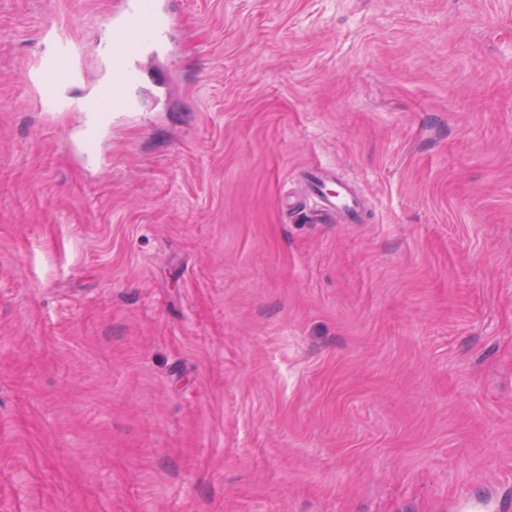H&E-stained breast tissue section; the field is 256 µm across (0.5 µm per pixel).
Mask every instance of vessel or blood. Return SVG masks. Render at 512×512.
<instances>
[{
  "mask_svg": "<svg viewBox=\"0 0 512 512\" xmlns=\"http://www.w3.org/2000/svg\"><path fill=\"white\" fill-rule=\"evenodd\" d=\"M178 16L172 0L158 5L157 0H122L119 10L105 22L97 40L98 51L111 74L110 81L87 92L83 99L71 97V86L84 79L80 54L74 43L55 25H45L41 38L48 48L46 59L35 60L29 70L28 84L35 102L43 112H81L86 122L80 136L99 128L102 117L111 116L126 102L125 76L139 75L138 57L145 50L166 44L172 37ZM327 172L311 171L309 181L318 206L311 214L317 222L334 218L355 221L363 201L349 186L336 193L326 190Z\"/></svg>",
  "mask_w": 512,
  "mask_h": 512,
  "instance_id": "1",
  "label": "vessel or blood"
}]
</instances>
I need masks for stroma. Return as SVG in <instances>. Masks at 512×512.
I'll return each instance as SVG.
<instances>
[{
    "label": "stroma",
    "mask_w": 512,
    "mask_h": 512,
    "mask_svg": "<svg viewBox=\"0 0 512 512\" xmlns=\"http://www.w3.org/2000/svg\"><path fill=\"white\" fill-rule=\"evenodd\" d=\"M115 7L0 0V512H498L512 0H182L100 162L24 75ZM327 171L323 168H315L310 172V185L313 193L318 198V206L311 214H305L307 219L315 222H328L333 217L344 218L346 221H355L362 209L363 201L347 185H343L336 194L326 191Z\"/></svg>",
    "instance_id": "obj_1"
}]
</instances>
